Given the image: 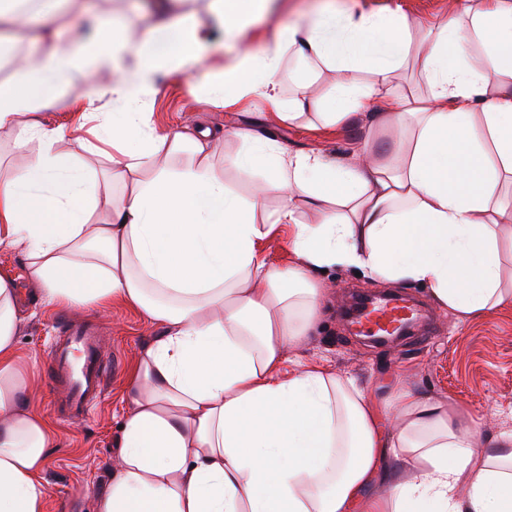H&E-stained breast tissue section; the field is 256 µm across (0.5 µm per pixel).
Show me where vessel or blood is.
I'll return each mask as SVG.
<instances>
[{"mask_svg": "<svg viewBox=\"0 0 512 512\" xmlns=\"http://www.w3.org/2000/svg\"><path fill=\"white\" fill-rule=\"evenodd\" d=\"M415 314L413 304L405 299L368 301L355 321L368 336L379 339L414 319ZM111 374L112 366L101 355L97 333L83 323L63 324L49 349V387L59 395L51 403L53 415L69 419L87 413Z\"/></svg>", "mask_w": 512, "mask_h": 512, "instance_id": "1", "label": "vessel or blood"}]
</instances>
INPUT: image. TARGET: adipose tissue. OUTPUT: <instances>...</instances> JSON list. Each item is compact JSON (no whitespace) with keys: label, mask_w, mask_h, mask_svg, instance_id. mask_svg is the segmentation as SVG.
Segmentation results:
<instances>
[{"label":"adipose tissue","mask_w":512,"mask_h":512,"mask_svg":"<svg viewBox=\"0 0 512 512\" xmlns=\"http://www.w3.org/2000/svg\"><path fill=\"white\" fill-rule=\"evenodd\" d=\"M62 2L33 11L27 0H0L1 54L33 25L48 44L17 61L16 88H0V130L26 157L0 176V247L24 257L47 304L101 313L120 304L162 329L128 377L93 512H512V433L479 447L472 424L409 389L386 428L352 379L301 359L285 368L316 327L325 268L428 286L465 317L512 304L501 252L512 236V198L501 193L512 177V86L489 91L467 57L470 38L485 39L484 65L512 77V0H449L447 21L428 25L417 45L404 15L340 11L332 0L284 33L296 56L336 74L340 105L323 113L326 123L414 125L407 149L374 157L364 141L340 161L256 139L237 161L241 172L272 174L253 202L272 190L283 199L262 224L225 190L210 128L157 130L139 103L169 63L206 60L213 29L235 36L280 0H211L208 26L167 0L137 48L125 24L96 16L87 36L53 45ZM411 59L428 97L394 87ZM277 70V58L248 51L225 65L224 85L263 97L267 121H292L316 98H281ZM72 83L89 124L47 126L43 111L63 106ZM109 96L124 111H100ZM183 148L190 161L171 165ZM95 157L109 160L122 188L102 202ZM301 202L320 223L299 222ZM284 225L294 256L285 270L258 248ZM28 320L14 274L0 271V512H48L53 437L18 349ZM381 476L390 492L365 496Z\"/></svg>","instance_id":"ef3b65f1"}]
</instances>
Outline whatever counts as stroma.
Returning a JSON list of instances; mask_svg holds the SVG:
<instances>
[{
	"label": "stroma",
	"instance_id": "1",
	"mask_svg": "<svg viewBox=\"0 0 512 512\" xmlns=\"http://www.w3.org/2000/svg\"><path fill=\"white\" fill-rule=\"evenodd\" d=\"M368 13L396 11L407 16L413 40H420L430 23L443 22L448 15V0H357ZM312 4L310 0H285L270 18L245 30L243 42L277 49L281 32L302 25ZM221 50L201 66L160 79L158 93L147 95L144 109L159 129L192 128L204 123L219 130L217 149L212 158L224 184L242 203H249L257 184L266 182L269 172L256 168L249 176L237 170L235 159L251 151L250 141L235 137V130H250L277 140L289 150H321L345 155L354 143L366 137L361 122L348 127L326 124L320 116L308 113L280 125L266 124L263 106L244 103L231 109L214 99L212 87L224 63L235 55L238 45L226 42L221 30H214ZM281 69L278 91L282 98L295 95L300 83L311 82L326 106H333L334 72L300 61L289 51H280ZM370 137V136H367ZM372 150L390 153L395 140L391 134L370 137ZM0 268L17 276L18 302L31 318L19 338V351L41 380L37 401L42 416H49L52 396L44 381L47 377V346L56 334V307L40 301L24 269V258L15 251L0 248ZM327 290L322 317L315 336L302 345V357L330 366L336 373L351 377L375 401L391 398L401 386L423 395L449 402L475 424L482 444L495 441L501 432L512 430V307L481 316L463 318L439 307L428 288L413 283H378L356 270L336 267L320 275ZM404 293L421 299L426 316L434 328L432 339L413 348L400 342L376 344L353 335L342 312L354 293ZM65 314L73 319L93 318L101 336V352L117 370L106 390L88 415L51 422L54 446L48 457L44 477L48 490V512H92L93 494L103 487L109 474L112 440L117 435L125 408L127 378L139 348L159 329L139 313L113 305L108 313L89 315L88 311L68 306Z\"/></svg>",
	"mask_w": 512,
	"mask_h": 512
}]
</instances>
